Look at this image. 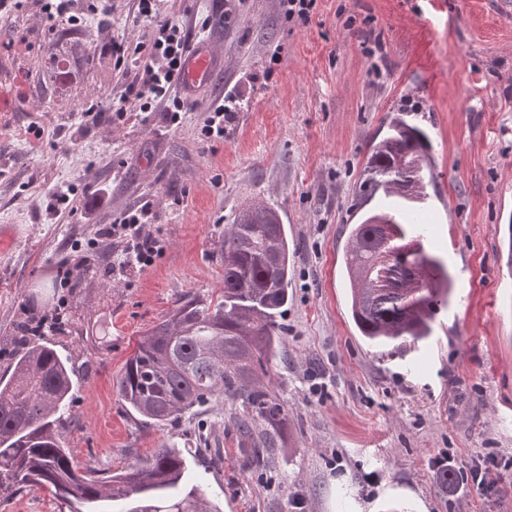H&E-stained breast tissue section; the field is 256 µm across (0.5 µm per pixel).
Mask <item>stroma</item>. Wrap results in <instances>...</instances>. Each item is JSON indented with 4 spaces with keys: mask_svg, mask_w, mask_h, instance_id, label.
Masks as SVG:
<instances>
[{
    "mask_svg": "<svg viewBox=\"0 0 512 512\" xmlns=\"http://www.w3.org/2000/svg\"><path fill=\"white\" fill-rule=\"evenodd\" d=\"M131 5L112 0L106 24L79 28L45 20L39 0L0 13V80L28 84L0 112V223L20 230L0 254V377L18 324L47 313L53 295L68 309L53 338L75 369L66 437L78 461L120 471L180 449L220 512H512V0H317L306 26L286 22L278 0H171L192 43L219 56L175 127L161 111L143 123L81 114L109 111L125 90L102 48L141 41ZM62 56L73 74L63 91ZM225 95L236 105L223 138L201 142ZM396 110L431 136L426 246L447 259L453 292L431 336L390 357L351 319L342 243L360 217L363 161ZM61 185L109 190L95 223L53 219ZM144 199L164 251L107 274L112 242L97 227ZM254 200L277 211L294 250L278 351L261 375L286 420L255 459L233 394L156 426L116 390L140 336L179 298L220 297L224 230ZM84 259L80 287H59L61 268ZM483 449L495 454L487 483L441 487L444 457Z\"/></svg>",
    "mask_w": 512,
    "mask_h": 512,
    "instance_id": "1",
    "label": "stroma"
}]
</instances>
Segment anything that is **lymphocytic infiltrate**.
<instances>
[{"instance_id":"1","label":"lymphocytic infiltrate","mask_w":512,"mask_h":512,"mask_svg":"<svg viewBox=\"0 0 512 512\" xmlns=\"http://www.w3.org/2000/svg\"><path fill=\"white\" fill-rule=\"evenodd\" d=\"M163 2L135 0L134 18L151 24L147 41L131 44L115 40L107 46L106 52L112 59L114 71L134 77L126 95L114 105V112L122 118L142 121L153 106L159 105L176 125L182 114L196 107L195 101L181 91L182 62L190 40L183 24L163 17ZM55 200L54 215L78 209L90 222L106 197L96 189L87 187L79 192L67 186L56 192ZM154 217L153 205L146 200L98 229V236L115 240L119 246L112 255L113 267L142 269L154 263L163 250L160 240L147 229Z\"/></svg>"}]
</instances>
